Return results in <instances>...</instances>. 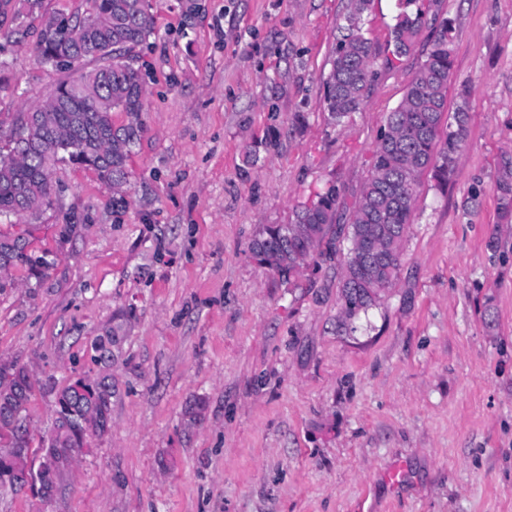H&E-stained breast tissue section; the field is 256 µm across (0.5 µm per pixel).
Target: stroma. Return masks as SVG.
<instances>
[{"label": "stroma", "mask_w": 512, "mask_h": 512, "mask_svg": "<svg viewBox=\"0 0 512 512\" xmlns=\"http://www.w3.org/2000/svg\"><path fill=\"white\" fill-rule=\"evenodd\" d=\"M150 4L122 197L60 163L51 205L0 219L55 260L0 290V354L36 380L30 427L52 429L57 391L98 373L91 344L113 328L112 428L51 500L0 487V512H512V225L495 187L512 157V0H417L428 22L398 58L401 0H370L367 98L339 124L324 82L350 0ZM87 8L43 0L6 42L0 141L67 78L37 58L41 17ZM446 21L468 139L446 188L422 177L395 284L347 327L339 260L284 279L250 245L331 182L347 223Z\"/></svg>", "instance_id": "35a3bbf8"}]
</instances>
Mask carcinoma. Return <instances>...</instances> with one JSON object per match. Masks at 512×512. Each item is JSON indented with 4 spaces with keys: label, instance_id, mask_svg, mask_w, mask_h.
I'll list each match as a JSON object with an SVG mask.
<instances>
[{
    "label": "carcinoma",
    "instance_id": "carcinoma-1",
    "mask_svg": "<svg viewBox=\"0 0 512 512\" xmlns=\"http://www.w3.org/2000/svg\"><path fill=\"white\" fill-rule=\"evenodd\" d=\"M370 0H352L344 34L337 42L332 68L325 82L324 102L331 118L341 123L366 100L374 51L362 32V15ZM83 19L52 16L36 30L41 63L57 70L94 62L96 66L76 79L60 83L52 95L35 106L5 146H0V217L19 216L51 204V169L59 162L86 166L123 192L129 179L133 147L144 132L140 118L144 88L136 49L155 31L148 0H90ZM41 8V0H0V30L9 38L20 32L25 19ZM426 23L421 10L401 12L393 28L397 57L407 54L413 37ZM453 67V36L449 24L427 49L419 71L407 85L401 102L388 113L380 130L371 176L364 186L350 223L336 225L343 207L341 192L330 185L317 200L294 210L286 224L265 226L251 244L252 258L279 275L291 276L327 246L336 255V231L346 234L350 247L341 262V300L345 319L369 308L393 287L403 243L412 224L421 176L429 172L445 187L455 172L469 125L468 91L461 87L459 103L448 114L447 93ZM125 114L116 123L112 113ZM499 218L512 224V164L505 162L496 181ZM24 265L35 278L51 268L46 254L28 250L25 238L0 237V289L12 285L8 274ZM30 369L12 360H0V440L10 441L14 458L0 460V482L21 487L20 475L33 464L32 453L52 454L61 467H43L47 485L59 484L91 438L112 428V378L92 383L78 378L56 394L52 435L32 448L34 435L25 412L34 395Z\"/></svg>",
    "mask_w": 512,
    "mask_h": 512
}]
</instances>
